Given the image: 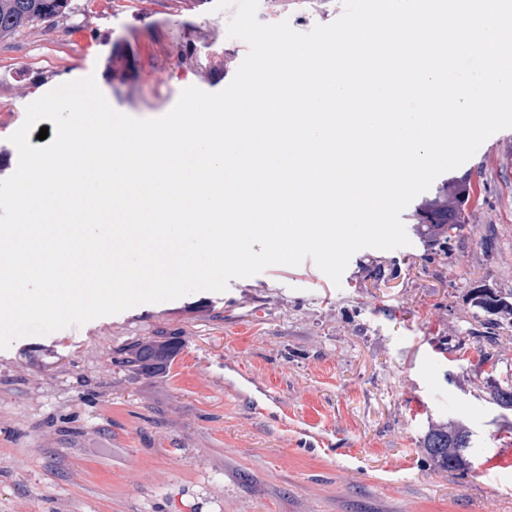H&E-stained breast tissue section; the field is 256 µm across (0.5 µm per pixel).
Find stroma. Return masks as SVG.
Here are the masks:
<instances>
[{
	"instance_id": "stroma-1",
	"label": "stroma",
	"mask_w": 512,
	"mask_h": 512,
	"mask_svg": "<svg viewBox=\"0 0 512 512\" xmlns=\"http://www.w3.org/2000/svg\"><path fill=\"white\" fill-rule=\"evenodd\" d=\"M67 25L0 41V180L26 107L94 76L111 107L158 118L195 86L224 89L248 52L215 0H72ZM342 0H259L258 19L304 33ZM167 83L156 84L157 72ZM470 178L471 227L440 261L424 229L409 245L355 253L340 284L312 260L275 265L0 348V512H512V320L496 369L476 353L468 292L512 290V128L454 169ZM175 336L152 375L113 366L118 347ZM473 431L468 475L431 468L436 423Z\"/></svg>"
}]
</instances>
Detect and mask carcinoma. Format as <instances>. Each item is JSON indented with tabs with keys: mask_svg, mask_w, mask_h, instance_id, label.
Wrapping results in <instances>:
<instances>
[{
	"mask_svg": "<svg viewBox=\"0 0 512 512\" xmlns=\"http://www.w3.org/2000/svg\"><path fill=\"white\" fill-rule=\"evenodd\" d=\"M72 0H0V40L9 39L39 21L68 23ZM473 191L467 178L446 181L437 187L433 198L414 211L416 223L425 224L434 241H448L460 235L466 226L465 205ZM471 306L491 318L482 323V344L478 346L479 362L494 358L498 345L500 320L497 316H512V293L503 294L484 285L470 290ZM179 341L172 336L139 340L114 350L112 364L146 374L152 366L169 364L176 355ZM490 396L501 408L512 409V380L490 385ZM471 431L448 424L431 427L423 439V448L430 465L444 472L465 475L472 470L469 459Z\"/></svg>",
	"mask_w": 512,
	"mask_h": 512,
	"instance_id": "obj_1",
	"label": "carcinoma"
}]
</instances>
